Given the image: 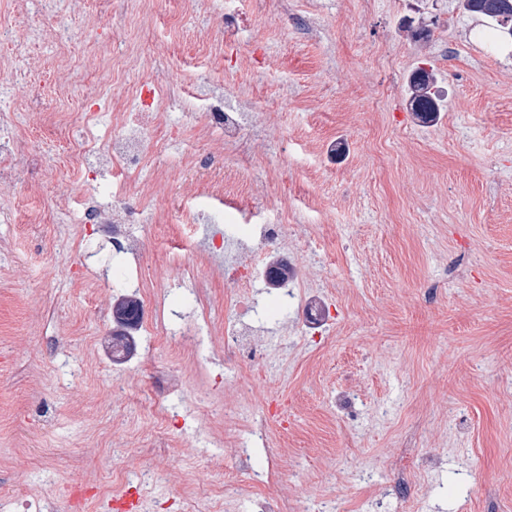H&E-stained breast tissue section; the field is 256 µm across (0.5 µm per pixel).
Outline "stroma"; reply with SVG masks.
<instances>
[{
    "mask_svg": "<svg viewBox=\"0 0 512 512\" xmlns=\"http://www.w3.org/2000/svg\"><path fill=\"white\" fill-rule=\"evenodd\" d=\"M121 9L90 0L64 18L76 49L131 48L111 111L65 113L55 136L38 119L53 98L27 108L21 84L0 101L27 145L0 182V495L21 485L45 512H110L76 509L70 487L158 471L143 512H179L176 485L195 512H252L274 448L296 512H512V41L481 38L458 0H152L128 35L111 23ZM224 13L243 23L230 40ZM421 67L441 105L428 123L408 105ZM151 80L180 94L154 106L158 150L126 186L143 222L118 244L111 225L81 224L85 204H111L110 178L74 159L86 131L99 146L118 134L113 113L137 111L130 87ZM206 84L246 102L240 142L208 127ZM190 154L235 182L223 202L190 194ZM212 210L237 229L215 253ZM280 221L288 240L250 233ZM205 251L204 342L141 328L115 360V298L141 285L194 323L178 285ZM264 252L293 276L253 282L240 314L228 269ZM237 318L265 350L249 384L225 351ZM160 373L179 383L164 429ZM399 448L443 459L405 469ZM223 481L235 490L215 497Z\"/></svg>",
    "mask_w": 512,
    "mask_h": 512,
    "instance_id": "35a3bbf8",
    "label": "stroma"
}]
</instances>
